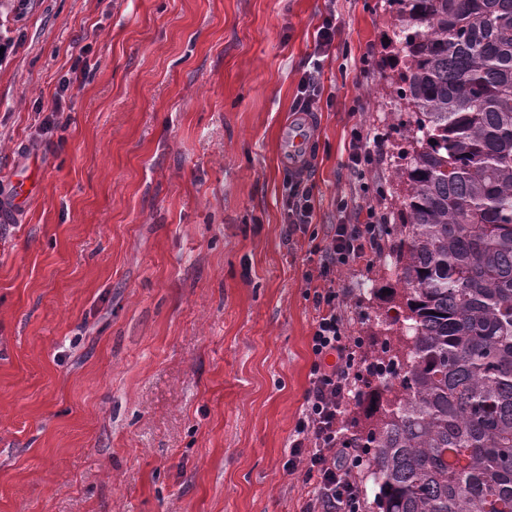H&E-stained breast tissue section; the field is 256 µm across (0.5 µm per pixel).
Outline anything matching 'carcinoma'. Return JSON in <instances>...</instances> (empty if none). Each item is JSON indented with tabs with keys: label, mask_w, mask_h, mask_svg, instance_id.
<instances>
[{
	"label": "carcinoma",
	"mask_w": 512,
	"mask_h": 512,
	"mask_svg": "<svg viewBox=\"0 0 512 512\" xmlns=\"http://www.w3.org/2000/svg\"><path fill=\"white\" fill-rule=\"evenodd\" d=\"M388 3L400 302L352 434L379 512H512V0Z\"/></svg>",
	"instance_id": "1"
}]
</instances>
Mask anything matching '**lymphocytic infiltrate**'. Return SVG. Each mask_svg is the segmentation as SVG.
Masks as SVG:
<instances>
[{
  "label": "lymphocytic infiltrate",
  "instance_id": "lymphocytic-infiltrate-1",
  "mask_svg": "<svg viewBox=\"0 0 512 512\" xmlns=\"http://www.w3.org/2000/svg\"><path fill=\"white\" fill-rule=\"evenodd\" d=\"M384 146L382 136L361 124L352 125L347 168L353 189L337 200L341 220L334 225L329 243L309 249L319 258V283L307 292L316 312L310 337L312 363L288 461L289 470H300L304 483L312 488L301 512H360L361 508L355 474L365 451L343 433L341 423L373 374L360 357L362 337L350 331L345 295L336 286V276L345 268L370 262L384 249L382 230L389 215L376 199L377 188L367 179L380 165ZM285 190L289 233L307 232L316 215L311 180L288 177Z\"/></svg>",
  "mask_w": 512,
  "mask_h": 512
}]
</instances>
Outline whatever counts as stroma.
<instances>
[{
    "mask_svg": "<svg viewBox=\"0 0 512 512\" xmlns=\"http://www.w3.org/2000/svg\"><path fill=\"white\" fill-rule=\"evenodd\" d=\"M338 32L318 55L327 14ZM387 0H6L0 6V512H300L285 463L316 312L289 235L282 126L319 61L318 243L354 121L383 134L396 213L408 112ZM372 52L373 66L361 58ZM91 71L44 130L77 57ZM370 359L383 258L343 270Z\"/></svg>",
    "mask_w": 512,
    "mask_h": 512,
    "instance_id": "stroma-1",
    "label": "stroma"
}]
</instances>
